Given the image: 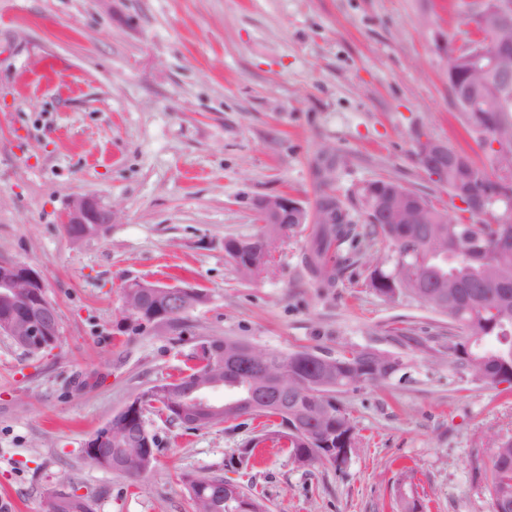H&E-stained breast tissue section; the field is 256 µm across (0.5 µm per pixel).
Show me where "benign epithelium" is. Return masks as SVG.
<instances>
[{"instance_id":"1","label":"benign epithelium","mask_w":512,"mask_h":512,"mask_svg":"<svg viewBox=\"0 0 512 512\" xmlns=\"http://www.w3.org/2000/svg\"><path fill=\"white\" fill-rule=\"evenodd\" d=\"M477 23L473 24L471 37L455 47L448 65V85L454 88L453 100L459 102L470 90L469 72L481 66L486 74L495 77L494 93L501 99L499 111H506V99L512 94V43L500 34L512 28V0H479ZM421 165L433 173L453 161L462 166L465 160L457 154H448V146L431 140L421 141L419 146ZM423 208L419 202L409 201L407 206L397 210L389 209V219L396 224H416L418 211ZM255 209L262 224H312L317 205L304 206L289 195H277L256 201ZM114 211L92 196L75 197L70 200L62 217L67 225L92 224L94 233H100L113 222ZM17 295L25 296L32 307L21 313L12 311L0 316V335L9 336L21 342L26 349L39 351L53 344L61 333V318L57 305L50 300L41 276L32 268L11 262L0 261V300H13ZM157 301L154 309L146 311L144 299ZM204 300V294L194 289L175 292L164 286L141 281L125 285L122 308L130 320L145 313L154 317L160 313L170 315L187 310L192 301ZM233 369L236 374L249 379L244 385L241 404L254 413H261L270 406L280 405L288 396V384L294 380L288 362L271 365L268 356L251 344L239 342L224 350V359L210 365L204 378L194 388L195 397L187 401L192 410L203 417L221 413L223 409L210 404L209 393L223 385L224 372ZM171 389H153L134 397L121 410L126 419L141 413L147 405L157 404L161 396H170ZM120 441L112 423H107L84 445L85 451L101 456V445ZM335 457L349 460L357 451L352 434H344L337 442Z\"/></svg>"}]
</instances>
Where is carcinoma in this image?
I'll return each mask as SVG.
<instances>
[{"instance_id": "carcinoma-1", "label": "carcinoma", "mask_w": 512, "mask_h": 512, "mask_svg": "<svg viewBox=\"0 0 512 512\" xmlns=\"http://www.w3.org/2000/svg\"><path fill=\"white\" fill-rule=\"evenodd\" d=\"M483 112H466L464 119L470 131L475 135V142L481 146L486 138L512 137V111L495 112L496 97L489 92L480 93ZM478 178L470 179L471 172L456 165L449 166L439 173V178L448 187L457 182L469 185L472 190L486 199L487 217L482 218L471 212L469 218L454 216L443 223L444 213L430 200L419 193V198L426 209L421 224H384L382 217L387 209L388 192L398 183L386 179H376L378 187L371 191L359 192V208L363 216L362 223L357 224L348 219L340 224L318 222L310 243L309 267L313 276L321 283L332 286L336 282L338 271L330 266L325 257L335 243L352 237L372 249L377 242L386 243L390 255L374 258L370 265V286L380 296L391 299L395 294H405L412 300L431 307L434 311L448 317V354L455 363L472 378L485 385L496 387L502 383L512 384V286L507 289L490 288L498 273L507 270L512 275V245L508 251L500 249L501 224L496 205L512 206V196L501 199L504 192H512V185L502 184L490 179L481 168L476 170ZM473 228L485 249L472 251L460 238L459 229L463 226ZM272 230L262 226L259 232L250 237L249 247L237 254L239 263L244 265L241 274L251 277L254 271L247 268L249 264H260L269 259L263 250V241ZM453 277L459 284L455 289L456 298L452 304L442 303L448 296L450 288H435L432 292L413 291V284L425 282L433 284L448 281ZM228 339H212L205 342L200 351L193 356L194 363L181 371L177 377L178 387L187 392L194 387L195 381L205 374L207 364L224 357V345ZM372 349H350L331 358L336 368L334 387L317 390L303 385V380L313 373L310 365L320 354L304 349L291 352L284 359L294 362L293 398L283 410L269 413L280 416L281 422L294 418L299 422L295 431L288 433L289 454L302 466H341L332 461L327 449L313 441L315 432L329 433L338 439L353 428L351 421L339 404L337 394L360 384H377L384 378L377 377L379 369L375 367ZM322 410V417L316 430L307 428V415L314 409ZM154 412L166 416V419L195 428L210 427L213 421H196L189 417L183 419L166 403L150 406L139 415L145 419L146 414ZM282 430L275 431L274 436L266 434L248 442L240 449L239 462H247L253 456L255 448L264 441L281 440ZM126 452L112 455V471L124 476L138 477L144 471L128 462L133 453L155 455L156 442L150 435H143L141 423L132 421L124 435ZM503 452L507 459L497 464L493 461L477 470L476 477L482 480L494 498L499 494L512 497V436L504 444ZM182 480L189 486L196 512H207L206 503H211L214 512H237L239 504L250 502V512H267L262 499L245 493L241 488L224 487L220 477L199 478L187 473ZM55 512H92L89 501L69 492L62 496Z\"/></svg>"}]
</instances>
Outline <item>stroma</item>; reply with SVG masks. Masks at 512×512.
Segmentation results:
<instances>
[{
    "instance_id": "obj_1",
    "label": "stroma",
    "mask_w": 512,
    "mask_h": 512,
    "mask_svg": "<svg viewBox=\"0 0 512 512\" xmlns=\"http://www.w3.org/2000/svg\"><path fill=\"white\" fill-rule=\"evenodd\" d=\"M474 0H0V260L28 265L59 308L55 347L31 353L0 335V497L49 512L76 491L94 512H193L180 479L218 476L268 512H492L474 477L479 455L512 436V387L460 372L448 319L370 286L369 254L348 242L325 288L305 268L313 225L275 254L273 274L235 269L224 241L260 225L259 198L312 205L323 147L340 160L342 201L375 179L424 194L432 139L491 169L448 89V47L470 29ZM75 196L115 219L73 242L60 224ZM131 281L203 290L181 329L128 321ZM408 330L417 344L394 338ZM328 356L373 349L401 367L339 397L358 450L343 470L303 467L266 442L276 419L187 429L148 415L153 468L133 480L91 465L84 444L139 392L176 378L213 338Z\"/></svg>"
}]
</instances>
